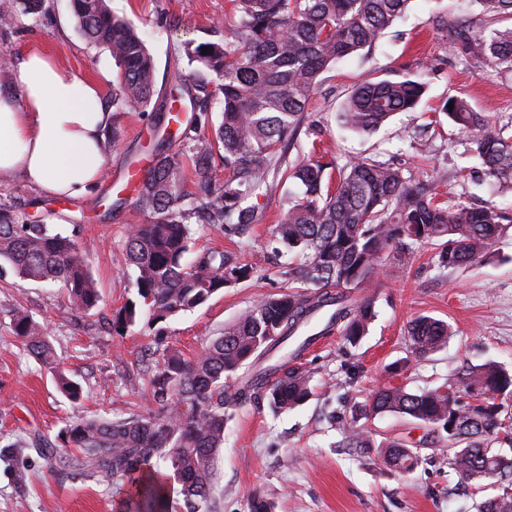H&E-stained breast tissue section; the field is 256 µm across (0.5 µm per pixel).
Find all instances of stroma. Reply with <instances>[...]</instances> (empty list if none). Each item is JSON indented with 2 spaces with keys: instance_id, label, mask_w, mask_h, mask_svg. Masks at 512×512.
Instances as JSON below:
<instances>
[{
  "instance_id": "obj_1",
  "label": "stroma",
  "mask_w": 512,
  "mask_h": 512,
  "mask_svg": "<svg viewBox=\"0 0 512 512\" xmlns=\"http://www.w3.org/2000/svg\"><path fill=\"white\" fill-rule=\"evenodd\" d=\"M117 15L133 22L154 58L156 92L149 111L116 112L105 132L112 143L98 189L61 200L42 195L23 179L0 185V204L30 224H54L75 235L102 295L96 311H72L60 286L17 277L0 281V512H118L116 489L65 469L49 471L41 454L5 453L6 445L42 436L61 446L66 421L75 417H125L148 411L138 363L167 348L192 358L250 306L288 289L283 270L289 255L273 228L298 188L283 182L257 199L260 220L245 232L226 234L217 224L196 225L193 253L229 251L254 265L250 277L221 289L195 310L163 322L140 317L124 334L109 328L113 311L136 300L135 273L124 263L129 228L147 214L135 198H119L112 183L131 164L150 157L157 143L186 152L163 110L172 82L192 80L195 67L182 51L184 41L220 43L233 0H110ZM465 0H411L406 15L361 55L337 62L323 74L308 106L307 127L291 140L287 160L321 150L327 162L343 165L372 158L402 167L410 183L435 184L441 202L458 201L512 208V192L490 189L478 161L466 154V138L450 125L442 107L461 96L492 120L512 117V75L482 73L449 54L435 29L436 16L454 17ZM0 13L12 15L0 28V52L17 60L42 49L59 64L85 77L115 71L108 51L79 33L69 0H44L41 15L23 14L18 0H0ZM427 74V91L412 112L394 115L378 130L354 133L337 121L349 93L360 82ZM436 249L426 245L407 263L387 250L368 288L377 318L357 345L338 333L320 337L294 360L311 377L312 395L301 407L274 412L267 403L239 402L238 380L225 386L229 419L221 460L219 512H248L247 497L260 491L275 512H479L493 487L479 490L448 466L445 448L421 449L423 464L403 475L379 457L377 445L402 440L416 445L423 434L415 420L386 414L365 418L357 409L377 384L415 390L456 384L462 362L489 360L512 366V224L505 225L484 261L442 271ZM44 326L54 352L43 366L14 334L16 310ZM429 315L451 325L448 344L420 360H408L409 322ZM63 370L82 387L71 401L56 386ZM354 419L371 445L340 446L334 417Z\"/></svg>"
}]
</instances>
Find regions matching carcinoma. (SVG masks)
<instances>
[{
    "mask_svg": "<svg viewBox=\"0 0 512 512\" xmlns=\"http://www.w3.org/2000/svg\"><path fill=\"white\" fill-rule=\"evenodd\" d=\"M235 41L208 43V50L183 43L197 63L199 79L170 90L171 103L187 94L191 122L180 136L193 141V205L183 207L185 161L157 146L142 182L139 203L149 213L130 227L124 259L136 271L137 301L113 313L115 332L135 325L145 313L160 322L191 311L217 291L253 273L232 253L207 251L185 261L194 241L190 218L222 224L238 232L258 221L253 199L269 182L288 180L302 187L291 198L275 237L291 255L286 274L293 290L268 297L224 329L193 359L167 349L142 376L154 410L127 417H80L61 431L76 452L47 448L49 469L64 468L116 486L123 493L120 512H217L226 422L224 381L245 368L237 400L267 401L278 412L302 405L310 396L308 376L286 369L318 337L339 330L353 345L376 317L374 300L351 301L345 290L367 284L385 251L400 258L427 244L437 246L438 268L479 264L512 214L494 206L436 202L431 182L410 184L400 169L375 159L350 160L338 168L336 186L324 183L326 165L312 158L285 164L290 139L304 124L311 93L336 61L371 47L410 0H234ZM77 28L92 45L107 50L119 68L112 105L147 111L155 93V64L145 41L128 21L114 15L107 0H71ZM512 18V0H467V11L452 20L439 17L445 49L480 72L512 73V27H495ZM425 74L380 79L357 85L342 111L341 125L371 132L398 112H413L426 92ZM215 98L221 121L214 138L196 135L209 124L207 102ZM443 114L467 134L469 151L479 160L487 184L512 190V120L496 125L469 101L453 97ZM224 150L228 175L215 184L213 145ZM14 275L39 283H59L70 308L86 314L99 307L100 293L90 264L71 235L53 224H28L0 206V279ZM322 328L302 333L318 319ZM14 333L44 364L54 354L42 328L24 314L14 318ZM410 352L417 358L448 342L449 325L431 316L407 327ZM461 385L410 390L380 386L371 391L364 412L409 416L426 436L453 450L448 465L461 479L480 483L496 477L502 493L483 502L480 512H512V458L492 451L512 447L505 421L512 409V369L498 362L464 363ZM339 430L346 448H365L364 432L344 419ZM381 458L401 473L421 463L418 452L400 441L387 443ZM249 512H274L261 493L248 499Z\"/></svg>",
    "mask_w": 512,
    "mask_h": 512,
    "instance_id": "1",
    "label": "carcinoma"
}]
</instances>
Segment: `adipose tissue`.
<instances>
[{"mask_svg": "<svg viewBox=\"0 0 512 512\" xmlns=\"http://www.w3.org/2000/svg\"><path fill=\"white\" fill-rule=\"evenodd\" d=\"M22 96L0 95V184L24 178L41 194H90L105 170L99 145L111 114L98 81L33 49L14 65Z\"/></svg>", "mask_w": 512, "mask_h": 512, "instance_id": "obj_1", "label": "adipose tissue"}]
</instances>
